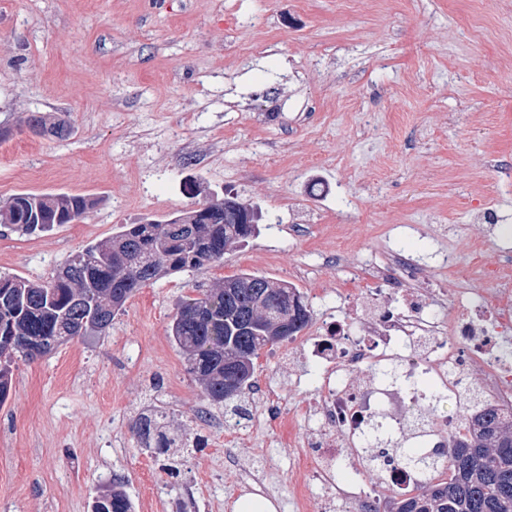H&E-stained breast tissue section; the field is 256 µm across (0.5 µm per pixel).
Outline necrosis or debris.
I'll use <instances>...</instances> for the list:
<instances>
[{"instance_id":"1","label":"necrosis or debris","mask_w":512,"mask_h":512,"mask_svg":"<svg viewBox=\"0 0 512 512\" xmlns=\"http://www.w3.org/2000/svg\"><path fill=\"white\" fill-rule=\"evenodd\" d=\"M491 277L495 287L469 288L451 301L396 253L387 266L365 260L337 289V304L354 309L330 317L313 344L303 377L317 384L319 399L303 414L321 431L306 439L314 453L300 463L333 484L339 512H374L376 495L363 478L376 418L405 436V411L428 397L459 398L461 376L474 373L489 402L512 410V278L501 267ZM388 294L398 305L381 306ZM393 366L396 382L386 375Z\"/></svg>"}]
</instances>
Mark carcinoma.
Listing matches in <instances>:
<instances>
[{"label": "carcinoma", "mask_w": 512, "mask_h": 512, "mask_svg": "<svg viewBox=\"0 0 512 512\" xmlns=\"http://www.w3.org/2000/svg\"><path fill=\"white\" fill-rule=\"evenodd\" d=\"M27 125L58 138L71 132L66 119L48 125L35 113ZM90 206L82 195L17 193L8 209L0 210V223L25 235L40 234L83 219ZM256 231L255 213L248 204L228 196L207 199L164 220L121 225L112 239L73 254L48 281L0 275V404L9 397L17 359L32 361L35 348L48 354L75 338L104 334L139 288L165 276L221 264L228 248ZM229 280L248 287L227 293L213 288L182 301L170 335L205 397L238 416V401L253 387L260 352L298 335L309 325L311 312L299 291L287 284L251 273ZM270 289L277 290L278 301L263 314L256 302ZM280 318L294 328L274 341L266 336L264 325ZM226 380L237 386L236 395L224 396ZM466 400L470 433L451 440L443 456L415 448L410 441L394 454L365 449L375 470L410 468L425 478L416 493L392 500L388 512H512V414L489 407L472 384ZM166 419L165 411L156 410L132 424L140 444L159 455L190 440L188 432H170ZM444 463L448 478L438 481ZM122 485V478L112 476L110 485L94 496L91 512H134Z\"/></svg>", "instance_id": "1"}]
</instances>
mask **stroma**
Instances as JSON below:
<instances>
[{
    "mask_svg": "<svg viewBox=\"0 0 512 512\" xmlns=\"http://www.w3.org/2000/svg\"><path fill=\"white\" fill-rule=\"evenodd\" d=\"M31 112L71 134H32ZM21 192L93 203L38 236L0 224V275L37 281L120 225L209 197L237 195L261 219L223 263L141 288L105 334L18 361L0 405V512H90L116 474L134 512L190 495L227 512L250 494L336 512L334 487L297 464L318 395L296 381L325 319L317 296L396 252L453 296L512 250L495 226L512 221V0H0V205ZM445 248L455 269L438 264ZM253 272L298 289L312 321L261 352L252 429L230 439L170 324L185 297ZM155 406L200 437L170 450L174 479L131 430Z\"/></svg>",
    "mask_w": 512,
    "mask_h": 512,
    "instance_id": "1",
    "label": "stroma"
}]
</instances>
